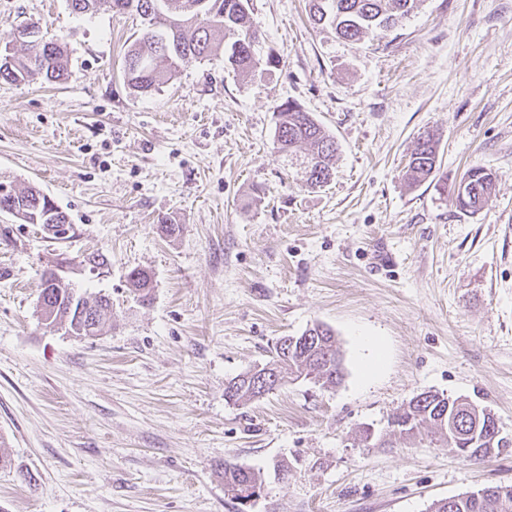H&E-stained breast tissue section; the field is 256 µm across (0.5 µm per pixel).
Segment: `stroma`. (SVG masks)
<instances>
[{"label": "stroma", "instance_id": "35a3bbf8", "mask_svg": "<svg viewBox=\"0 0 512 512\" xmlns=\"http://www.w3.org/2000/svg\"><path fill=\"white\" fill-rule=\"evenodd\" d=\"M252 12L277 69L239 74L220 49L140 95L123 79L139 16L0 0V43L33 23L69 59L60 83L0 78V182L37 187L72 225L57 240L0 212V512H237L228 461L263 474L246 512H428L512 485V449L469 462L387 428L432 391L512 437V0H424L357 42L315 26L307 0ZM289 99L336 138L323 187L274 148ZM428 130L438 169L411 188ZM474 165L498 181L465 214L452 192ZM56 265L111 299L99 336L41 319ZM136 266L153 275L144 302ZM316 322L336 334L338 386L227 400L231 378Z\"/></svg>", "mask_w": 512, "mask_h": 512}]
</instances>
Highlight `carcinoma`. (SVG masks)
<instances>
[{"label":"carcinoma","mask_w":512,"mask_h":512,"mask_svg":"<svg viewBox=\"0 0 512 512\" xmlns=\"http://www.w3.org/2000/svg\"><path fill=\"white\" fill-rule=\"evenodd\" d=\"M71 8L79 14L95 13L105 7L115 11H134L144 21L142 36L130 46L125 55L124 76L127 84L140 94H150L168 84L182 65L207 58L227 37L234 39L228 61L233 69L247 75L259 65L269 68L280 60L269 55L265 62L257 58L255 45L259 34L254 25L250 0H70ZM424 0H309V13L317 25H328L338 37L358 41L370 29L390 28L414 14ZM199 5L203 23L194 26L172 24V20L194 16L191 6ZM68 57L53 38L41 44H22V53H0V77L25 81L35 76L59 81L65 78ZM277 151L299 163H308L318 170L320 177L306 182L310 188H320L330 181L333 160L337 152L335 138L293 100L278 108L275 131ZM438 139L427 133L418 138L411 153L404 178L415 186L428 179L437 169ZM496 176L491 170L477 165L469 168L453 193V204L463 213H475L483 208L495 192ZM14 206L36 215L43 224L62 222L66 213L36 189L27 187L16 191V198H0V212ZM129 280L135 290L147 297L152 288V275L142 268H134ZM40 305L56 309L64 317L69 307L88 308L97 315V326L77 323L76 336H95L101 331L107 314L111 312L110 299L101 294L78 295L65 284L60 288L46 287L40 294ZM318 337V343L298 341L283 348L277 343L271 359L264 364L276 381L309 377L324 387L340 383L343 368L336 348L335 333L315 323L302 335ZM233 403H246L263 397L245 378L224 389ZM494 418V414L465 399L433 393L424 398L413 397L391 415L393 420L409 423L400 429L399 437L408 439L423 430L446 440L451 448H464L470 458L478 460L499 455L512 447V440L501 436L490 442L477 421ZM224 495L237 500L236 491L245 484H262L260 473L237 464H224ZM430 512H512V485L486 486L471 494H461L434 502Z\"/></svg>","instance_id":"1"}]
</instances>
